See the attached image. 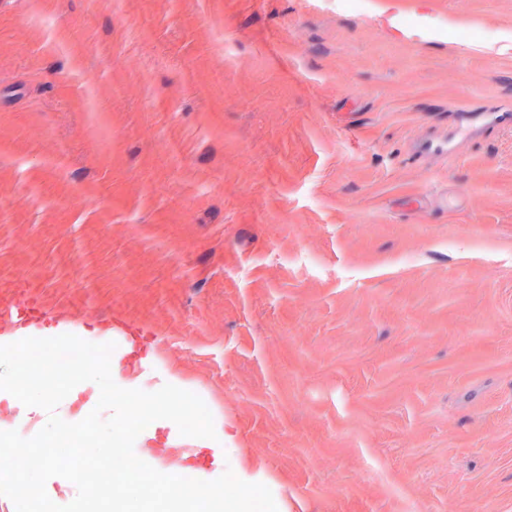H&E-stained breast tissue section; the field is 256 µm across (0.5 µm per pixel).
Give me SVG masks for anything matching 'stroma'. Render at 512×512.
<instances>
[{
  "label": "stroma",
  "mask_w": 512,
  "mask_h": 512,
  "mask_svg": "<svg viewBox=\"0 0 512 512\" xmlns=\"http://www.w3.org/2000/svg\"><path fill=\"white\" fill-rule=\"evenodd\" d=\"M507 32L512 0H0V302L121 316L154 368L113 383L182 378L278 512H512ZM196 435L148 464L201 478Z\"/></svg>",
  "instance_id": "1"
}]
</instances>
